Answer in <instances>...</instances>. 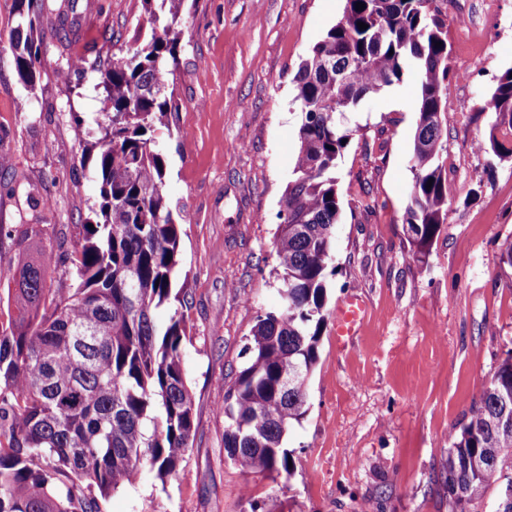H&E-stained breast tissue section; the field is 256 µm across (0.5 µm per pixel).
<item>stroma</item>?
Wrapping results in <instances>:
<instances>
[{
    "mask_svg": "<svg viewBox=\"0 0 512 512\" xmlns=\"http://www.w3.org/2000/svg\"><path fill=\"white\" fill-rule=\"evenodd\" d=\"M345 0H184L180 65L172 87L184 110L158 127L165 185L181 234L179 276L191 340L182 351L195 396V432L178 471L145 476L100 503L101 512H449V433L475 386L512 349V158L479 151L493 118L476 110L512 66V0H446L448 212L426 263L410 258L403 229L419 81L366 97L337 177L336 274L329 280L309 410L291 431L292 477L243 471L224 451L218 407L245 363L260 310L278 303L272 242L298 144L292 78L342 16ZM80 27L60 56L45 33L41 78L23 84L11 41L14 0H0V224H27L53 265L49 287L73 284L59 256L92 218L94 156L74 120L101 117L91 73L67 58L120 53L151 24L141 0H79ZM367 314L344 348L336 309L348 297Z\"/></svg>",
    "mask_w": 512,
    "mask_h": 512,
    "instance_id": "stroma-1",
    "label": "stroma"
}]
</instances>
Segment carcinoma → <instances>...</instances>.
<instances>
[{"label": "carcinoma", "mask_w": 512, "mask_h": 512, "mask_svg": "<svg viewBox=\"0 0 512 512\" xmlns=\"http://www.w3.org/2000/svg\"><path fill=\"white\" fill-rule=\"evenodd\" d=\"M365 9L356 10V3ZM182 0H142L153 24L122 56L74 60L95 74L107 121L97 133L75 121L84 150L96 153L100 201L93 227L81 225L58 263L76 287H46L48 267L18 251L0 269L8 319L0 321V512H100L98 498L149 469L163 480L184 460L195 401L182 349L190 333L178 285L180 231L165 189L156 125L183 111L168 75L180 53ZM438 0H346L299 65V147L277 214L272 252L279 303L260 311L247 360L224 393V450L242 470L291 477L289 431L306 416L308 380L318 363L334 237L342 214L336 169L360 131L347 114L413 67L420 85L404 229L423 263L445 223L448 177L442 161L448 115V13ZM16 72L35 85L43 27L64 48L79 27L77 0L53 14L48 0H15ZM368 28L361 30L358 23ZM441 46H436V43ZM494 115L488 146L512 157V67L477 107ZM432 186H427V182ZM451 512L512 484V349L459 432L449 437Z\"/></svg>", "instance_id": "cac0c4a2"}]
</instances>
